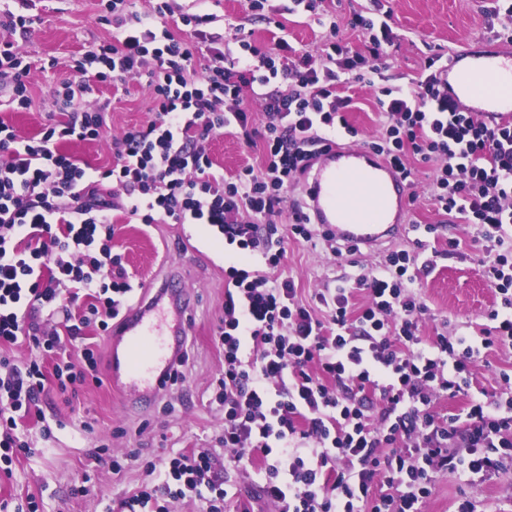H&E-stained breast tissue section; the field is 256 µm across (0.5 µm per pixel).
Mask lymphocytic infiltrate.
Listing matches in <instances>:
<instances>
[{"label":"lymphocytic infiltrate","instance_id":"1","mask_svg":"<svg viewBox=\"0 0 512 512\" xmlns=\"http://www.w3.org/2000/svg\"><path fill=\"white\" fill-rule=\"evenodd\" d=\"M292 4L326 30L319 54L282 37L263 52L243 37L230 57L219 36L200 46L176 37L169 17L187 31L204 19L173 14L168 0H153L144 13L129 11L127 0H104L112 39L75 58L73 79L54 90L60 121L26 138L0 118V345L26 342L56 356L49 375L39 362L13 366L0 357V402L13 411L0 422V461L28 452L17 421L49 385L64 392L99 376L93 344L82 371L66 344L91 326L109 331L129 307L133 287L112 251V214L123 210L145 224L207 225L255 258L252 269L224 271L217 398L231 454L220 465L198 450L148 463L149 482L122 502L128 512H170L172 502L204 489L205 512H231L226 471L256 465L275 512H423L442 474L473 486L512 469V375L501 374L497 393H470L484 351L512 347V256L499 251L512 239V120L460 107L440 55L409 87L383 86L402 39L391 12L352 19L365 38L361 53L317 0ZM30 71L14 43L0 41L9 108L30 107ZM142 74L155 120L114 139L112 167L90 176L61 143L102 139L106 108L87 105V97L97 85ZM355 81L377 87L386 116L369 150L409 182L412 161L435 163L434 205L477 225L487 244L484 266L500 304L476 333L423 336L428 307L417 283L435 261L421 252L389 251L379 268L357 265L307 300L278 273L289 240H324L310 224L284 230L275 219L297 210L288 191L326 143L357 136L345 117L356 106ZM252 98L266 116L261 134L250 123ZM226 132L261 143L262 165L229 180L215 172L204 144ZM359 291L367 302L358 307ZM46 313L59 320L49 334L41 327ZM444 396L468 403L441 416L434 406Z\"/></svg>","mask_w":512,"mask_h":512}]
</instances>
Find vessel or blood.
I'll return each mask as SVG.
<instances>
[{
  "label": "vessel or blood",
  "instance_id": "vessel-or-blood-1",
  "mask_svg": "<svg viewBox=\"0 0 512 512\" xmlns=\"http://www.w3.org/2000/svg\"><path fill=\"white\" fill-rule=\"evenodd\" d=\"M452 54L448 73L453 98H474L478 115L512 116V56L463 69ZM408 184L385 157L330 143L302 186L303 213L338 246L374 254L401 240L409 218ZM172 270L164 282L146 283L139 301L114 324L109 379L138 401H156L170 386L191 332L194 297L172 292L182 280Z\"/></svg>",
  "mask_w": 512,
  "mask_h": 512
}]
</instances>
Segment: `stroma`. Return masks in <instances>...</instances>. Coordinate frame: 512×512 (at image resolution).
<instances>
[{"label":"stroma","mask_w":512,"mask_h":512,"mask_svg":"<svg viewBox=\"0 0 512 512\" xmlns=\"http://www.w3.org/2000/svg\"><path fill=\"white\" fill-rule=\"evenodd\" d=\"M393 12L404 34L401 45L385 70L386 86H405L424 72L427 57L451 54L457 43L472 39L471 59L486 57L493 50L485 38L491 33L486 17L489 0H322L323 9L343 23V35L356 50L365 39L351 28L355 13L372 9L374 2ZM288 0H269L270 23L252 20L246 0H170L174 12L210 15L204 34H222L224 50L236 53L233 35L224 31V21L237 19L260 50L282 33L295 48L318 53L325 41L323 29L305 14L284 12ZM12 11L32 16L27 33L14 34L19 50L36 61L29 78L30 108L5 109L0 117L15 126L18 134L33 137L42 132L52 109V92L72 76L70 64L95 45L111 40L112 28L100 22L99 0H12ZM357 103L347 115L358 135L356 145L375 139L382 116L372 88L353 83ZM93 97L110 101L107 114L109 139L62 143L61 151L87 170L106 167L113 160L112 138L129 128L154 120L151 91L144 81L130 79L113 87L100 85ZM206 151L216 172L235 177L242 169L259 166L261 146H246L233 134L211 138ZM433 168L417 164L412 188L417 199L410 206L413 230L401 245L410 249L424 238V225L437 233L431 244L445 248L448 240L459 243L454 254L438 259L433 271L421 279V293L431 318L449 328H479L494 307L496 295L489 288L479 259L484 243L472 224L455 215L438 212L430 194ZM112 246L121 254L133 288L164 278L169 269H180L183 288L195 293L194 325L187 340L188 361L183 378L171 385L164 401L145 406L111 389L109 384L87 383L75 398L56 391L42 397L37 412L22 422L20 434L32 455L14 458L11 474L0 472V512H15L18 505L34 502L37 512H106L112 500L137 488L147 476L139 460L167 461L176 453L195 448L211 449L223 460L225 449L218 438L224 433V408L215 400L218 380L224 373V352L215 340L224 316V270L249 267L250 261L234 253L202 224H155L127 222L117 216ZM285 270L302 296H309L327 280L340 275L330 250L305 242H290ZM512 372V348H494L479 362L473 375V391L495 392L501 372ZM125 461L121 472L113 460ZM477 512H512V471L486 482L473 492Z\"/></svg>","instance_id":"stroma-1"}]
</instances>
